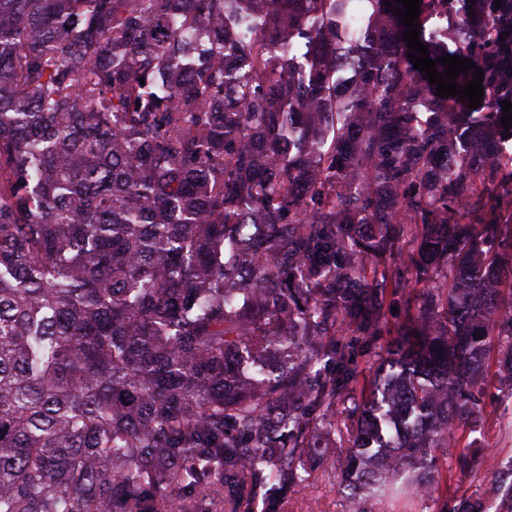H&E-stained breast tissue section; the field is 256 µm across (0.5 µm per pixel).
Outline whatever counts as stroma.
<instances>
[{
	"label": "stroma",
	"mask_w": 512,
	"mask_h": 512,
	"mask_svg": "<svg viewBox=\"0 0 512 512\" xmlns=\"http://www.w3.org/2000/svg\"><path fill=\"white\" fill-rule=\"evenodd\" d=\"M469 448L468 471L451 470L447 481L418 501L416 512H447L459 497L493 505L490 487L500 471L512 467V370L490 360L479 391V411L471 425L454 436ZM278 512H354L355 506L339 485L336 471H320L280 500Z\"/></svg>",
	"instance_id": "35a3bbf8"
}]
</instances>
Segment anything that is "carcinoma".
Here are the masks:
<instances>
[{
    "mask_svg": "<svg viewBox=\"0 0 512 512\" xmlns=\"http://www.w3.org/2000/svg\"><path fill=\"white\" fill-rule=\"evenodd\" d=\"M368 2L353 39L349 0H0V512H275L341 414L348 498L438 483L492 337L512 360V0L420 3L478 112ZM391 288L359 397L343 336L388 334Z\"/></svg>",
    "mask_w": 512,
    "mask_h": 512,
    "instance_id": "obj_1",
    "label": "carcinoma"
}]
</instances>
